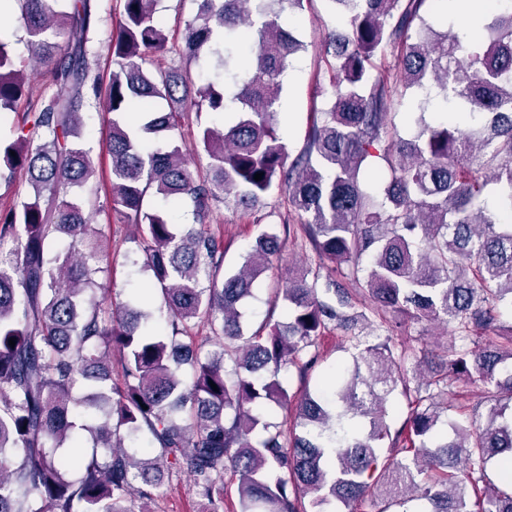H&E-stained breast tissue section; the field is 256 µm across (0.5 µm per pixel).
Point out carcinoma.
Returning <instances> with one entry per match:
<instances>
[{
    "mask_svg": "<svg viewBox=\"0 0 512 512\" xmlns=\"http://www.w3.org/2000/svg\"><path fill=\"white\" fill-rule=\"evenodd\" d=\"M123 2L102 110L114 211L137 228L133 264L152 274L149 291L126 301L99 282L105 232L86 206L96 167L76 142L86 92L97 91L91 0H15L25 59L0 36V112L18 110L28 70L51 68L53 85L0 138V183L23 173L33 191L0 213V247L10 244L0 256V512H157L163 467L193 482L204 512H222L228 472L237 512H356L366 501L382 504L376 512H512V492L488 476L495 457H512V324L500 321L512 306V9L467 37L427 26L426 0H329L346 21L325 43L333 94L292 157L277 115L303 49L288 16L303 0H196L183 53L214 69L199 85L145 67L168 42L157 0ZM396 47L400 76L372 77L374 59ZM241 55L249 73L229 76ZM425 87L453 92L478 126L396 137L394 97ZM158 98L181 111L156 110ZM204 111L218 123L198 126L194 147L210 162L197 178L175 131L184 113ZM379 146L390 177L376 200L360 176ZM274 192L288 195L318 263L275 289L284 320L270 314L247 333L240 307L280 232L261 230L226 276L224 239L208 223L221 200ZM149 194L189 207L193 222L169 221L146 206ZM423 319L453 341L421 382L388 332ZM334 330L349 358L312 386L318 341ZM292 368L293 393L282 380ZM472 385L481 401L455 405ZM396 394L407 412L394 429ZM255 406L294 412L276 422ZM141 435L143 450L129 451L125 440Z\"/></svg>",
    "mask_w": 512,
    "mask_h": 512,
    "instance_id": "obj_1",
    "label": "carcinoma"
}]
</instances>
